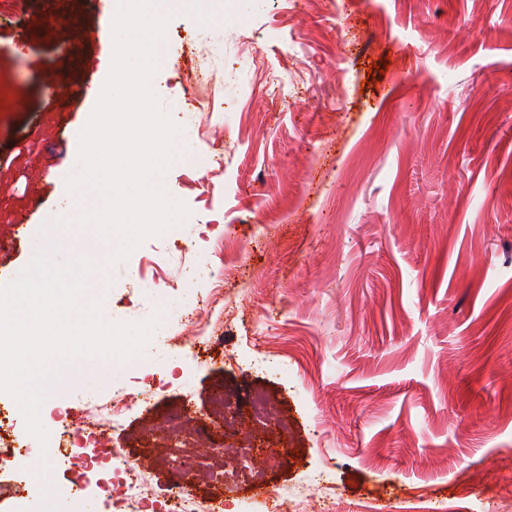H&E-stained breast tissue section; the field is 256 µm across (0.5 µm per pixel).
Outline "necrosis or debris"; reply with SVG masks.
I'll return each mask as SVG.
<instances>
[{"instance_id": "necrosis-or-debris-1", "label": "necrosis or debris", "mask_w": 512, "mask_h": 512, "mask_svg": "<svg viewBox=\"0 0 512 512\" xmlns=\"http://www.w3.org/2000/svg\"><path fill=\"white\" fill-rule=\"evenodd\" d=\"M152 388L148 382L101 400L80 420H69L50 436L46 453L49 461L66 468L69 495L79 498L95 494L111 505L112 512H224L223 493L200 498L198 480H213L218 463L227 469L247 458L264 464L278 457L275 448L252 452L245 447L227 448L216 440L217 428L242 434L248 428L246 422L216 421L203 414L194 415L188 407L177 409L156 426L171 465L167 488L164 493H156L149 483L147 458L128 460L123 449L111 445L112 433L123 427L133 405L151 399ZM16 409V404L0 401V499L12 498L21 505L29 497V488L11 465L30 446L15 432Z\"/></svg>"}]
</instances>
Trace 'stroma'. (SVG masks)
<instances>
[{
  "label": "stroma",
  "mask_w": 512,
  "mask_h": 512,
  "mask_svg": "<svg viewBox=\"0 0 512 512\" xmlns=\"http://www.w3.org/2000/svg\"><path fill=\"white\" fill-rule=\"evenodd\" d=\"M113 0H0V286L69 196L79 135L108 76ZM172 13L152 88L180 126L162 178L189 218L107 275L108 320L156 326L209 303V350L145 346L49 404L82 414L142 377L157 411L246 410L267 394L288 452L244 512L309 494L327 468L358 512L512 493V0H221ZM389 63L369 83L371 63Z\"/></svg>",
  "instance_id": "1"
}]
</instances>
